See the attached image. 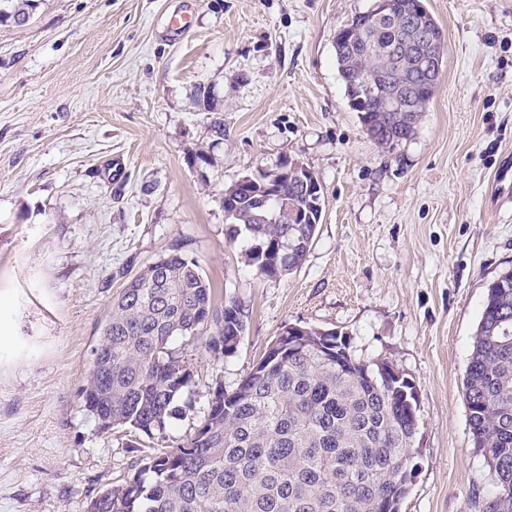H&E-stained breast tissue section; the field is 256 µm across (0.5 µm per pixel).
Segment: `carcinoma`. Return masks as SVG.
Wrapping results in <instances>:
<instances>
[{
	"label": "carcinoma",
	"instance_id": "cac0c4a2",
	"mask_svg": "<svg viewBox=\"0 0 512 512\" xmlns=\"http://www.w3.org/2000/svg\"><path fill=\"white\" fill-rule=\"evenodd\" d=\"M0 22L25 23L38 0H3ZM347 47L336 51L352 109L387 151L411 138L430 98L419 95L418 56H391L412 38L397 12L388 21L341 27ZM368 78L419 97L418 112H388L360 100ZM226 222L240 228L245 265L260 270V253L286 245L285 271L305 259L321 217L304 208V190L284 181L262 205L243 192ZM129 277L112 304L80 391L84 409L104 432L128 427L144 434L152 455L134 473L91 497L86 512H398L416 463L408 456L418 429L417 392L402 374L385 379L377 364L356 359L343 333L304 325L277 336L249 374L231 390L214 382L193 432L171 445V420L193 411L182 400L195 383L180 336L193 351L234 354L245 331L241 306L214 304L216 288L187 246L177 241ZM474 448L494 478L475 502L478 512H512V269L487 290L463 381Z\"/></svg>",
	"mask_w": 512,
	"mask_h": 512
}]
</instances>
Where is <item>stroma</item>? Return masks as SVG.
Returning a JSON list of instances; mask_svg holds the SVG:
<instances>
[{"label": "stroma", "instance_id": "obj_1", "mask_svg": "<svg viewBox=\"0 0 512 512\" xmlns=\"http://www.w3.org/2000/svg\"><path fill=\"white\" fill-rule=\"evenodd\" d=\"M424 3L442 70L391 152L350 107L333 42L372 0H40L26 24L0 23V325L15 328L0 345V512H85L130 472L129 434L98 431L79 393L113 293L177 240L245 331L232 356L192 353L193 410L172 440L285 325L336 329L418 391L400 512H477L493 477L463 379L487 287L512 267V0ZM285 157L318 177L323 212L299 268L269 279L228 244L221 199Z\"/></svg>", "mask_w": 512, "mask_h": 512}]
</instances>
